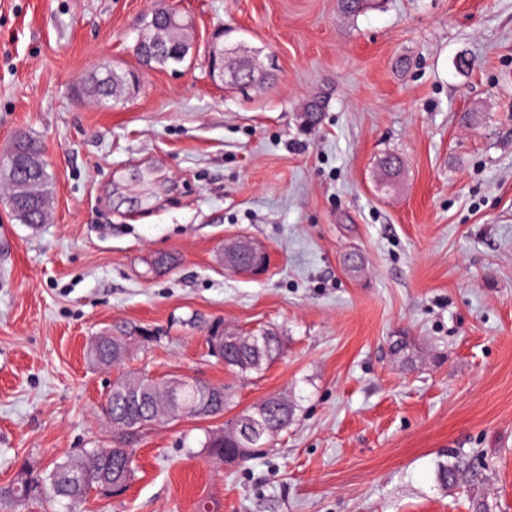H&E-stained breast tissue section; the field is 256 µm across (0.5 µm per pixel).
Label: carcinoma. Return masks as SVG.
Masks as SVG:
<instances>
[{
  "instance_id": "cac0c4a2",
  "label": "carcinoma",
  "mask_w": 512,
  "mask_h": 512,
  "mask_svg": "<svg viewBox=\"0 0 512 512\" xmlns=\"http://www.w3.org/2000/svg\"><path fill=\"white\" fill-rule=\"evenodd\" d=\"M138 57L147 62L167 68L183 64L190 55V47L180 49L181 57L152 55L153 46H136ZM130 72L120 65H108L92 74L86 84V91L100 101L112 98V92L126 87ZM16 170L0 171V181L9 185L8 204L16 220L22 224H39L43 220L45 203L48 200L51 176L39 163L42 148L39 142L26 136L16 139ZM384 176L392 179L399 175L402 161L395 155H387L380 162ZM280 338L274 334L249 340L232 348L227 355V366L240 372L262 371L279 354ZM124 356L123 343L116 339H103L90 348V358L99 364H118ZM228 405V394L224 387L187 378L157 380L145 373H130L113 382L103 406L104 414L110 419L116 432L112 445L94 448L87 452L84 460L86 480H73V460L68 458L54 464L46 472L33 474L20 470L11 483L0 486V509L17 508L29 504L69 503L80 506L89 496V488L99 489V495L112 497L126 492L134 479L133 449L127 447L128 427H138L155 422L166 413L193 409L205 417L224 413ZM253 414L259 424H273L277 433L288 429L293 419V408L282 396H269L241 412ZM276 433L260 439L247 440L239 435L224 437L213 434L203 442V448L211 458L218 461H246L263 449L268 448ZM453 462L440 467V482L448 487L459 483L468 476L470 481L479 480V473L472 470L466 457L452 452Z\"/></svg>"
}]
</instances>
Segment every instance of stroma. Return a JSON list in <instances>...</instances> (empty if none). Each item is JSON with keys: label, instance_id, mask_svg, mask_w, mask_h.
<instances>
[{"label": "stroma", "instance_id": "stroma-1", "mask_svg": "<svg viewBox=\"0 0 512 512\" xmlns=\"http://www.w3.org/2000/svg\"><path fill=\"white\" fill-rule=\"evenodd\" d=\"M172 2L197 52L159 69L132 51L157 0H0V154L34 137L53 178L39 224L0 191V485L110 445L101 406L134 372L230 403L130 436L127 492L84 512H512V0L353 17L340 0ZM219 30L262 80L212 81ZM113 62L135 92L81 94ZM387 153L404 167L383 189ZM237 240L267 246L265 276L225 270ZM217 327L276 333L281 352L239 374ZM104 335L126 344L105 369ZM270 395L288 431L248 462L208 458L206 435ZM452 449L479 482L441 484ZM224 36L223 32H218L212 36L211 40L205 46V53L208 58L209 73L212 77L215 72L220 71L218 78L224 79V48L219 46L218 40ZM219 63H221L219 65ZM89 355L92 361L100 365L118 364L124 356V346L118 339H114V341L103 339L96 344H92Z\"/></svg>", "mask_w": 512, "mask_h": 512}]
</instances>
